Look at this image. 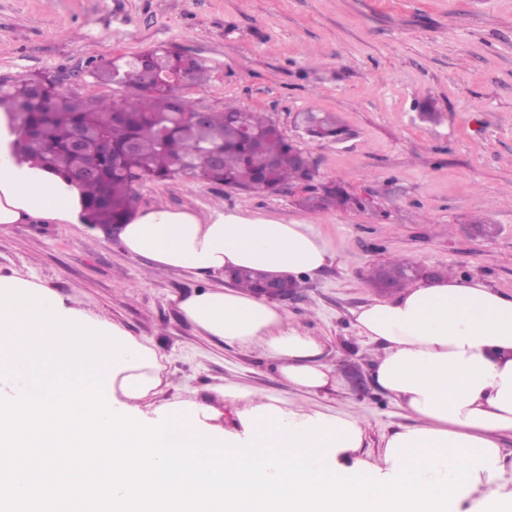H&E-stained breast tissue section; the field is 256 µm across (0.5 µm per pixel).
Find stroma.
Listing matches in <instances>:
<instances>
[{"label": "stroma", "mask_w": 512, "mask_h": 512, "mask_svg": "<svg viewBox=\"0 0 512 512\" xmlns=\"http://www.w3.org/2000/svg\"><path fill=\"white\" fill-rule=\"evenodd\" d=\"M163 45L201 59L203 83L179 94L196 108L234 104L266 113L291 140L297 113L333 112L354 136L310 142L316 184L344 180L347 206L310 211L291 185L254 194L193 176L148 182L137 210L221 205L250 217L304 222L338 260L300 279L285 303L291 325L326 343L335 387L288 391L260 350L206 339L177 307L200 287L181 271L130 256L90 224L0 225V278L77 297L83 308L149 340L166 360L165 399L193 394L220 405L224 380L294 403L355 410L365 448L414 419L377 390V343L359 336L354 313L380 293L373 265L405 258L512 293V0H0V77L49 72L87 100L122 101L130 89L90 73L91 58L133 56ZM433 102L435 123L421 119ZM489 217L490 236L472 215Z\"/></svg>", "instance_id": "stroma-1"}]
</instances>
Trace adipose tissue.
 Instances as JSON below:
<instances>
[{"mask_svg":"<svg viewBox=\"0 0 512 512\" xmlns=\"http://www.w3.org/2000/svg\"><path fill=\"white\" fill-rule=\"evenodd\" d=\"M0 114V224L81 221L79 184L15 155ZM124 250L203 285L181 314L205 337L261 349L281 381L335 386L319 337L276 302L217 284L251 268L294 279L338 258L308 224L221 208L131 217ZM381 343L375 385L414 426L364 450V421L236 382L219 408L158 401L165 367L145 341L23 279H0V512H512V294L479 278L427 279L355 314Z\"/></svg>","mask_w":512,"mask_h":512,"instance_id":"ef3b65f1","label":"adipose tissue"}]
</instances>
